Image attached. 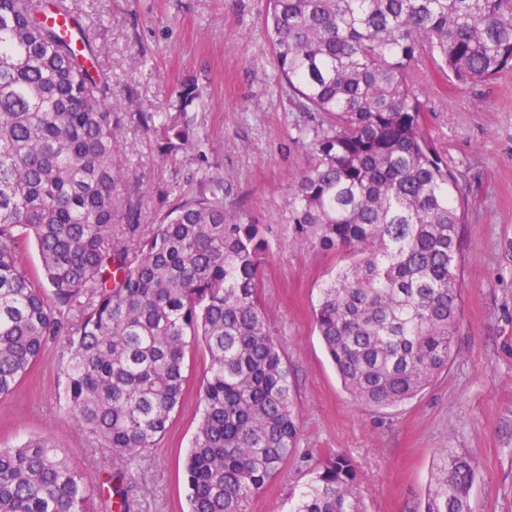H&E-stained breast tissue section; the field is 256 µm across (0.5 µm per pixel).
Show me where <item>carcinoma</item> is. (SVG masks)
<instances>
[{
	"label": "carcinoma",
	"mask_w": 512,
	"mask_h": 512,
	"mask_svg": "<svg viewBox=\"0 0 512 512\" xmlns=\"http://www.w3.org/2000/svg\"><path fill=\"white\" fill-rule=\"evenodd\" d=\"M31 0H0V398L49 338H67L75 424L118 460L155 447L187 384L209 366L186 457L187 512H250L296 451L286 352L259 291L271 224L224 206V184L177 202L148 237L119 158L110 84ZM277 84L312 125L291 183L288 243L346 251L314 324L341 384L373 409L413 399L448 368L460 321L466 202L430 137L415 71L459 84L512 68V0H268ZM195 83L165 115L164 151L206 159L185 120ZM32 241L42 277L25 268ZM478 462L438 453L423 512H475ZM0 512H94L93 490L51 436L0 448ZM293 512H365L356 466L331 458Z\"/></svg>",
	"instance_id": "obj_1"
}]
</instances>
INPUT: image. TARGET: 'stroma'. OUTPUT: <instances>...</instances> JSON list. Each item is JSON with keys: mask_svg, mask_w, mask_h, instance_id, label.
<instances>
[{"mask_svg": "<svg viewBox=\"0 0 512 512\" xmlns=\"http://www.w3.org/2000/svg\"><path fill=\"white\" fill-rule=\"evenodd\" d=\"M80 16L91 61L112 86L123 115L119 141L133 189L142 191L139 231L150 234L182 196L224 179V203L264 224L280 221L307 144L290 138L297 114L274 79L264 26L266 0H63ZM428 132L447 150L468 201L461 226V318L453 357L421 393L389 409L365 407L342 387L313 319L319 290L345 253L281 243L263 267L261 295L273 338L286 350L299 411L296 456L251 504V512H290L291 489L326 459L345 454L359 474L367 512H421L437 451L478 461L471 498L477 512H512V68L493 80L444 82L422 64ZM198 85L190 115L206 139L207 165L162 152L161 115L180 86ZM69 353L52 340L7 398H0V444L54 436L91 484L97 512H184L183 463L199 418L198 386L209 364L189 357V385L158 447L131 462L106 458L67 415Z\"/></svg>", "mask_w": 512, "mask_h": 512, "instance_id": "1", "label": "stroma"}]
</instances>
